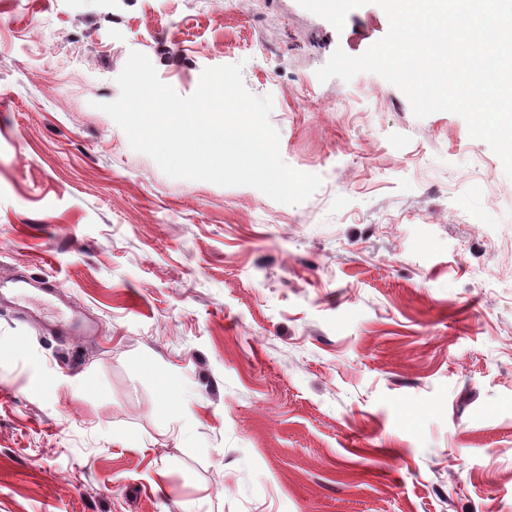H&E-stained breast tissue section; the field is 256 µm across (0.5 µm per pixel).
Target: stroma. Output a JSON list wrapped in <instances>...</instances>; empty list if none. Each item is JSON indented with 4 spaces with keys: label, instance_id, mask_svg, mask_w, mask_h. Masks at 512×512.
Returning <instances> with one entry per match:
<instances>
[{
    "label": "stroma",
    "instance_id": "obj_1",
    "mask_svg": "<svg viewBox=\"0 0 512 512\" xmlns=\"http://www.w3.org/2000/svg\"><path fill=\"white\" fill-rule=\"evenodd\" d=\"M297 0H0V512H512V178ZM241 64L304 203L174 179L99 110L130 51ZM4 291H8L13 299V307L18 314L28 320L33 317L35 310H39L32 296L29 293H42L43 295L53 296L51 288L36 285L26 279H7L0 281V298L4 297ZM55 330L59 336L93 337L99 333V328L94 323L78 321L76 317H59L55 321Z\"/></svg>",
    "mask_w": 512,
    "mask_h": 512
}]
</instances>
